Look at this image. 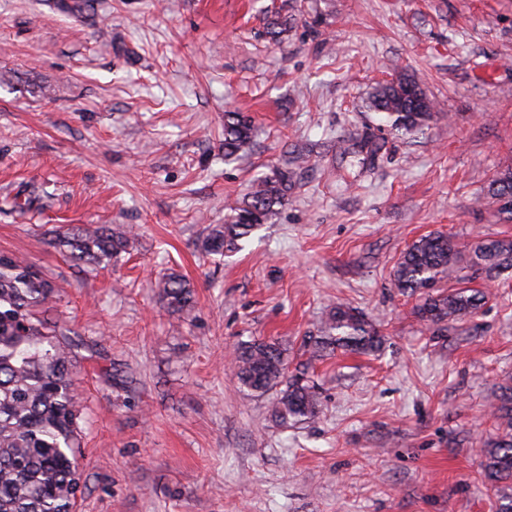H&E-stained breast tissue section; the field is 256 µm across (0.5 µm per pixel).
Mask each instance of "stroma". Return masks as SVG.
<instances>
[{
  "instance_id": "stroma-1",
  "label": "stroma",
  "mask_w": 512,
  "mask_h": 512,
  "mask_svg": "<svg viewBox=\"0 0 512 512\" xmlns=\"http://www.w3.org/2000/svg\"><path fill=\"white\" fill-rule=\"evenodd\" d=\"M0 0V251L66 281L50 311L83 341L78 512H495L480 450L512 379V279L441 330L392 284L401 252L443 231L512 237L487 193L512 168V0ZM294 22L282 41L263 12ZM405 73L447 113L401 136L365 107ZM253 151L225 162L224 113ZM311 150L274 223L210 256L206 227L287 153ZM138 232L86 274L60 226ZM175 272L195 309L162 308ZM380 326L378 356L310 359L327 305ZM275 337L321 412L284 430L225 370Z\"/></svg>"
}]
</instances>
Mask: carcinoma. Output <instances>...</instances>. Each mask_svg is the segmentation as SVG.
I'll return each instance as SVG.
<instances>
[{
  "label": "carcinoma",
  "mask_w": 512,
  "mask_h": 512,
  "mask_svg": "<svg viewBox=\"0 0 512 512\" xmlns=\"http://www.w3.org/2000/svg\"><path fill=\"white\" fill-rule=\"evenodd\" d=\"M290 25L291 18L276 10L266 16V31L275 41L282 40ZM366 106L401 135L447 118L404 74L373 87ZM253 138L250 116L224 113V158L246 153ZM295 183L296 169L286 166L255 180L228 207L224 223L208 227L202 250L224 257L240 249V241L273 223ZM487 194L512 221V170L496 176ZM50 243L73 266L93 273L111 267L134 246L135 236L103 224H83L52 233ZM510 270L512 238L462 244L436 232L403 251L393 284L404 294L420 296L416 314L421 322L448 326L474 317L489 299L486 289L470 286L473 279L492 283ZM445 279L463 287L436 290ZM65 288L66 283L44 278L27 261L0 252V512H75L76 495L84 490L79 470L83 406L74 383L78 343L71 329L43 316ZM159 288L168 313L191 312L194 292L181 276H164ZM385 344V336L367 314L340 303L328 309L319 334L304 340L303 348L315 359L338 350L379 355ZM285 354L276 339H252L236 347L231 374L249 395L275 393L269 411L276 425L287 429L317 418L321 409L317 386L301 376H288ZM492 398L497 434L484 443L482 455L484 476L496 486L512 480V383L500 385Z\"/></svg>",
  "instance_id": "obj_1"
}]
</instances>
